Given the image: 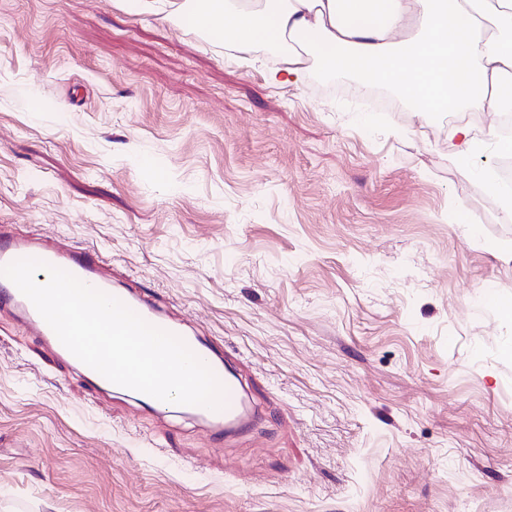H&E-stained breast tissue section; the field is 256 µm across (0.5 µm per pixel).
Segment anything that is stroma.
I'll use <instances>...</instances> for the list:
<instances>
[{
	"instance_id": "1",
	"label": "stroma",
	"mask_w": 512,
	"mask_h": 512,
	"mask_svg": "<svg viewBox=\"0 0 512 512\" xmlns=\"http://www.w3.org/2000/svg\"><path fill=\"white\" fill-rule=\"evenodd\" d=\"M174 0H0V225L98 249L221 341L212 442L0 312V512H512V221L454 116L229 52ZM450 159L459 165L462 170L469 173H476L484 177H490V170L476 169L472 166L473 156L481 150L486 143L494 146L499 154L512 153V142H506L501 138L496 125L488 126L483 140H478L472 134V128L468 123L455 125L449 133Z\"/></svg>"
}]
</instances>
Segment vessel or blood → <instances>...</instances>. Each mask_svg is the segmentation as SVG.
<instances>
[{
	"label": "vessel or blood",
	"mask_w": 512,
	"mask_h": 512,
	"mask_svg": "<svg viewBox=\"0 0 512 512\" xmlns=\"http://www.w3.org/2000/svg\"><path fill=\"white\" fill-rule=\"evenodd\" d=\"M21 258H35L61 268L86 285L117 298L148 323L176 335L182 332L181 323L164 317L153 299L114 287L97 252L75 249L63 243H43L34 238H21L6 226L0 225V267ZM0 309L15 311L32 335L44 341L56 358L75 369L88 386H106V378L77 359L60 342L33 304L9 279L2 276ZM187 345L221 382L225 390V401L223 407L217 410L186 405L182 408L183 413L203 420L209 437L215 441L244 429L251 422L252 415L244 404L239 380L224 371L221 348L200 336L189 338Z\"/></svg>",
	"instance_id": "vessel-or-blood-1"
}]
</instances>
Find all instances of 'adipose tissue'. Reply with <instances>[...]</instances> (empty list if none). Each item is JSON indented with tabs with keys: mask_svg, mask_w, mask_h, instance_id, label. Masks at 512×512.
<instances>
[{
	"mask_svg": "<svg viewBox=\"0 0 512 512\" xmlns=\"http://www.w3.org/2000/svg\"><path fill=\"white\" fill-rule=\"evenodd\" d=\"M168 18L240 52L277 48L279 84H303L313 59L393 87L423 114L512 108V0H180ZM448 140L467 172L483 144L512 153L493 124L480 139L457 124Z\"/></svg>",
	"mask_w": 512,
	"mask_h": 512,
	"instance_id": "1",
	"label": "adipose tissue"
}]
</instances>
